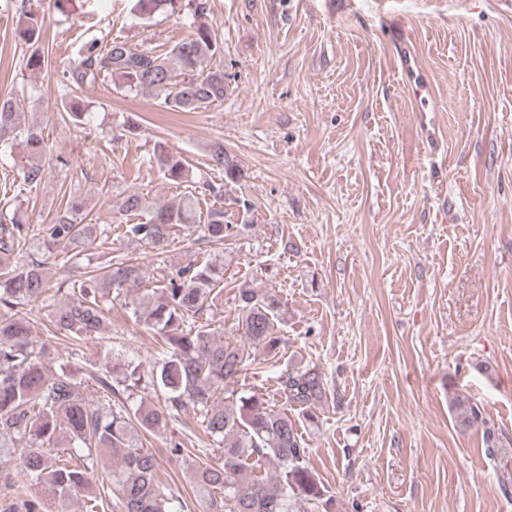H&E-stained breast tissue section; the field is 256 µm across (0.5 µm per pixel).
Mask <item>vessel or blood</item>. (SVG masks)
Instances as JSON below:
<instances>
[{
  "label": "vessel or blood",
  "mask_w": 512,
  "mask_h": 512,
  "mask_svg": "<svg viewBox=\"0 0 512 512\" xmlns=\"http://www.w3.org/2000/svg\"><path fill=\"white\" fill-rule=\"evenodd\" d=\"M391 42L396 53L398 76L402 84L415 94L418 123L426 153L430 156L438 155L443 152L444 146L431 114L438 111L439 105L430 90L426 73L404 30L392 31Z\"/></svg>",
  "instance_id": "vessel-or-blood-1"
}]
</instances>
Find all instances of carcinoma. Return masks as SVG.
<instances>
[{
	"label": "carcinoma",
	"instance_id": "1",
	"mask_svg": "<svg viewBox=\"0 0 512 512\" xmlns=\"http://www.w3.org/2000/svg\"><path fill=\"white\" fill-rule=\"evenodd\" d=\"M191 17L189 34L164 54L136 49L113 39L102 47L85 42L76 57L61 68V95L57 107L61 123L78 124L87 112L80 92L87 86L113 81L127 94L147 92L158 105L172 112H202L224 100V45L208 21L209 0H134L140 18L151 19L168 9ZM45 16L30 10L21 14L16 33L30 52L25 67L34 72L46 64L39 48ZM25 96L0 95V145H22L26 159L19 167V189L39 186L52 171L43 159L40 127L25 122ZM149 165L176 184L188 182L184 159L162 142L154 145ZM208 170L217 178L201 179L186 187L177 203L151 204L138 193L125 195L117 214L137 216L126 224L123 237L159 253L190 224H196L200 197L214 205L204 223L197 224L201 239L222 242L233 225L226 221L224 182L241 178L238 162L215 141L207 154ZM0 210V462L12 463L33 488H42L59 502L88 489L94 455L112 460V485L107 497L90 494L86 512H173L160 492L156 456L142 448L139 432L164 425L165 413L190 410L209 437L218 442L224 461L218 465L191 463L190 478L199 512H303L304 505L323 499L327 490L308 465V443L295 420L276 411L258 390L240 392L231 383L255 361L262 350L272 354L282 342L280 302L257 288H238L236 342L207 325L188 327L224 289V264L189 259L161 269L152 288L145 290L133 314L148 309L146 322L166 344L160 358L146 368L124 363L121 376L87 374L97 383V404L82 395V380L65 369L51 371L46 347L30 340L21 310L41 300L51 322L74 341L103 340L108 336L104 309L144 282L142 267L115 257L96 266L82 262L78 247L112 233V225L85 222L83 202L70 197L52 222L32 233L17 214ZM52 244L66 249L65 277L54 283L47 262L34 257L32 248ZM152 386L165 394V407L138 405L124 412L112 408V397L133 396ZM279 393L285 403L308 419L326 399V381L311 365L284 372ZM455 426L461 432L480 429L486 451L511 444L487 417L483 406L458 394L451 398ZM275 466L274 475L265 467Z\"/></svg>",
	"mask_w": 512,
	"mask_h": 512
}]
</instances>
